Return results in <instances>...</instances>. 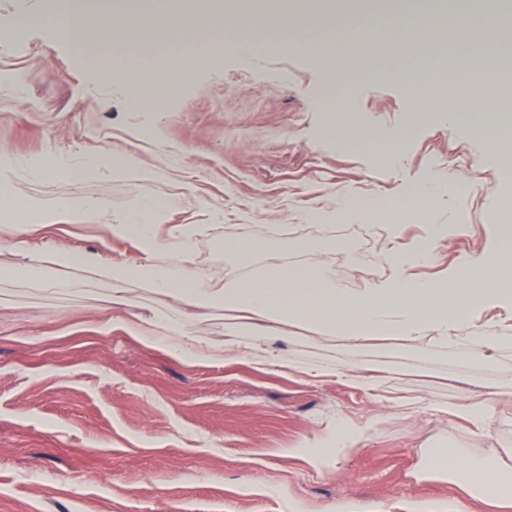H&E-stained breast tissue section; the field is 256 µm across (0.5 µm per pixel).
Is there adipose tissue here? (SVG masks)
<instances>
[{"label": "adipose tissue", "instance_id": "ef3b65f1", "mask_svg": "<svg viewBox=\"0 0 512 512\" xmlns=\"http://www.w3.org/2000/svg\"><path fill=\"white\" fill-rule=\"evenodd\" d=\"M245 12H257L255 0H250L243 11L239 10L237 0H222L217 6L203 0L198 8L188 5L187 0H164L156 12L139 7L109 8L103 0H90L72 23L58 11L39 13L25 7L8 24L26 29L46 28L75 54L94 62L99 84L119 87L135 97H141L139 87L124 82L122 72L105 64V57L114 53L128 56L141 47L159 43L173 50H185L180 68L150 79V94L142 99L145 108L152 111L164 97L187 82L197 68L218 65L228 52L246 56L257 53L262 35H286L296 51L328 64L343 60L342 49L350 40L363 43L378 38L394 41L399 49L409 48L413 42L412 21L427 17L423 11L402 10L374 25L363 26L337 22L331 12L305 16L277 10L262 14L258 23L242 20ZM111 166L122 173L138 168L133 158L125 156L116 163L111 155L101 153L75 166L52 155L32 159L1 152L0 217L20 214L38 225L96 223L105 214V206L100 202L62 199L52 207L42 208L22 196L5 194L4 189L35 177L77 180ZM461 188V182L431 172L391 203L395 221L388 227L390 245L386 261L392 274L360 292L341 288L316 256H310L305 264L291 265L280 255L272 254L263 265H256L255 240L251 237L225 240V250L232 253L243 274L234 281L218 284L192 267L193 243L202 232V225L174 224L167 233H160L161 221L177 207L176 200L166 195L140 200L110 221L113 238L135 245L140 252L139 261L112 264L94 253L61 250L45 251L37 260L52 272L74 266L93 268L111 282L112 292L118 298L123 296L128 283L142 282L184 308L197 312L218 309L234 314L243 325L259 329L264 338L263 345L251 353L257 364H285L312 376H336L374 392L377 382L366 370L308 362L286 354L278 343L285 340L289 330L307 328L322 339L341 336L357 344L390 337L400 342L399 348L392 351L393 357H400L406 348L430 357L440 347L458 349L461 326L477 312L498 309L511 321V224L491 225L482 252L461 254L433 276L418 273L420 267L436 260L443 241L458 234V225L434 223L433 216L440 200ZM412 224L421 225L422 232L411 239L407 231ZM137 331L168 349L204 358L217 355L216 350L197 346L188 319L171 312H158L138 324ZM358 434V429L341 421L334 437L313 439L302 446L301 453L311 466L323 470L333 459L341 457ZM425 465L447 473L468 496H480L483 502L504 508L505 512L512 507V495L498 490L503 476L512 472L510 458L464 455L452 450L444 457L428 456Z\"/></svg>", "mask_w": 512, "mask_h": 512}]
</instances>
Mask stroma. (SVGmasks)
I'll use <instances>...</instances> for the list:
<instances>
[{
	"label": "stroma",
	"instance_id": "35a3bbf8",
	"mask_svg": "<svg viewBox=\"0 0 512 512\" xmlns=\"http://www.w3.org/2000/svg\"><path fill=\"white\" fill-rule=\"evenodd\" d=\"M426 63L462 71L447 100L457 111L480 103L482 87L454 43L429 41L417 51L366 55L328 67L271 40L253 59L225 54L200 69L160 111L135 107L98 85L92 63L42 28L18 44L0 42V152L35 157L50 150L71 163L109 152L134 157L142 175L108 170L73 182H26L21 194L49 206L64 198L99 200L119 213L141 198L178 196V224H205L195 269L229 282L242 271L224 252L228 238L261 224L258 261L291 244L314 249L342 241L326 261L338 283L360 290L385 277L387 234L374 222L338 218L343 192L389 203L426 171L462 182L436 219L460 233L440 247L443 260L482 251L498 200L512 192L482 140L448 127L430 90L393 73ZM357 89L362 127L401 131L402 159L385 163L372 149L342 144L344 117L326 111L327 85ZM167 169L165 182L149 170ZM318 209L322 218H309ZM136 260L106 224L56 225L27 233L0 222V270L27 266L23 278H0V512H329L337 502L359 512H451L458 489L444 474L422 470L427 451L466 455L512 450V346L487 364L462 363L455 352L432 357L387 355L391 340L358 346L298 329L283 350L310 362L383 367L376 394L335 377L255 364L261 339L248 326L229 333L223 311L192 321L198 345L224 349L216 359L157 347L130 329L137 313L176 309L141 283L127 301L75 267L53 288L36 260L43 245ZM495 396L482 426L449 421L440 407L459 397ZM365 427L338 464L319 471L294 449L336 431L337 420ZM292 456H285V449Z\"/></svg>",
	"mask_w": 512,
	"mask_h": 512
}]
</instances>
